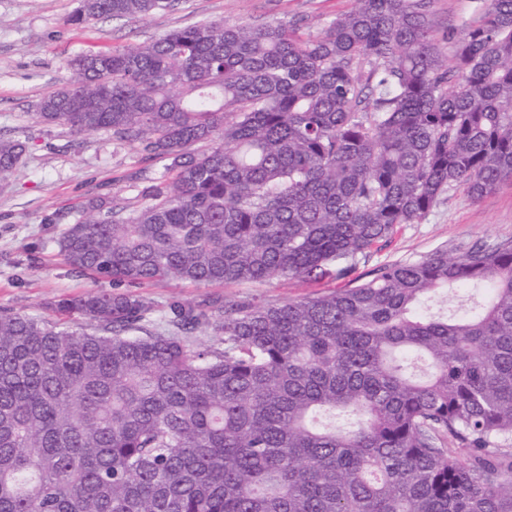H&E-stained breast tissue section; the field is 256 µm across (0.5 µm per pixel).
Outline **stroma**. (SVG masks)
<instances>
[{
    "label": "stroma",
    "instance_id": "stroma-1",
    "mask_svg": "<svg viewBox=\"0 0 512 512\" xmlns=\"http://www.w3.org/2000/svg\"><path fill=\"white\" fill-rule=\"evenodd\" d=\"M77 5V0H0V135L31 139L29 154L0 183V308L58 323L64 317L54 311L55 300L99 283L64 264L53 245L63 227L45 223V216L73 215L83 201L98 195L139 208L149 177L163 168L162 162L145 160L136 144L36 120L38 100L69 78L68 60L82 51L142 45L201 20L250 26L292 20L302 31L316 33L348 11L353 0H179L170 11L101 20L85 28L69 22ZM503 240H512V180L475 202L463 190L449 192L421 223L403 225L370 263L412 261L441 248L456 257L474 243ZM334 286L327 278L245 284L235 291L285 301ZM206 292L203 286L175 282L146 288L153 303L151 328L164 329L171 300L191 303Z\"/></svg>",
    "mask_w": 512,
    "mask_h": 512
}]
</instances>
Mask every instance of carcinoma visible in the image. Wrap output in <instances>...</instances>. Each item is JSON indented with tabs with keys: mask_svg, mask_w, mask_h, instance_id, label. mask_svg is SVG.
<instances>
[{
	"mask_svg": "<svg viewBox=\"0 0 512 512\" xmlns=\"http://www.w3.org/2000/svg\"><path fill=\"white\" fill-rule=\"evenodd\" d=\"M470 2L439 36L430 0H356L315 34L203 20L68 62L38 121L163 171L55 240L112 283L58 300L69 326L0 311V512H512V241L358 273L450 191L512 179V0ZM28 152L0 137V180ZM327 277L174 300L165 332L140 292ZM336 287V281L326 278L319 283H306L297 280L288 283L274 281L270 284L254 287L249 284L232 287H203L185 283L159 282L149 288H144L143 292L153 302V311L150 315V329L163 330L166 328L164 316L167 310V304L178 299L183 302H195L202 295L207 293H226V294H256L270 301H286L288 299H303L313 297L324 293L329 289Z\"/></svg>",
	"mask_w": 512,
	"mask_h": 512,
	"instance_id": "cac0c4a2",
	"label": "carcinoma"
}]
</instances>
